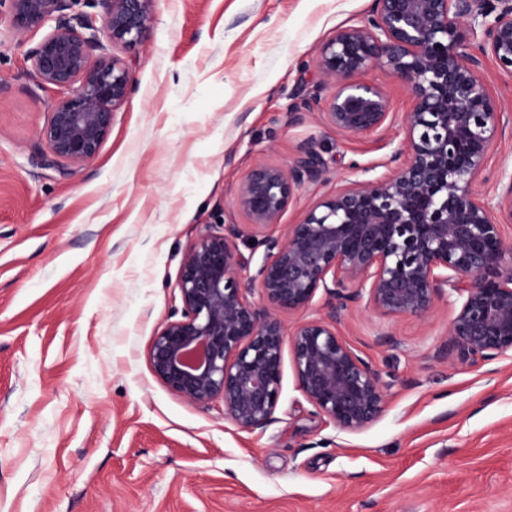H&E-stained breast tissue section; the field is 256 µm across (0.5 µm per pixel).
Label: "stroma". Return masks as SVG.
<instances>
[{
    "label": "stroma",
    "mask_w": 512,
    "mask_h": 512,
    "mask_svg": "<svg viewBox=\"0 0 512 512\" xmlns=\"http://www.w3.org/2000/svg\"><path fill=\"white\" fill-rule=\"evenodd\" d=\"M370 0H155L147 41L116 45L131 90L96 157L41 165L58 93L0 32V512H512V352L441 356L457 294L426 319L345 312L341 337L391 385L357 433L329 424L284 363L273 421L242 431L153 375L183 258L257 161L309 144L330 161L280 217L364 179L399 141L293 122L311 63Z\"/></svg>",
    "instance_id": "stroma-1"
}]
</instances>
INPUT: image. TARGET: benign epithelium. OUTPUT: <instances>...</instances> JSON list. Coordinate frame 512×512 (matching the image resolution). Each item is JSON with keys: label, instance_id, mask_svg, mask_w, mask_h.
I'll return each mask as SVG.
<instances>
[{"label": "benign epithelium", "instance_id": "obj_1", "mask_svg": "<svg viewBox=\"0 0 512 512\" xmlns=\"http://www.w3.org/2000/svg\"><path fill=\"white\" fill-rule=\"evenodd\" d=\"M112 45L142 44L152 28L154 0H93ZM75 0H0V25L24 36L55 25L26 51L38 85L59 97L41 136L51 157L71 165L95 158L128 97L125 62L96 35L92 19L68 14ZM512 75V0H371L364 22L336 32L313 65L333 86L297 93L291 118L322 108L326 125L349 135L403 138L381 166L388 173L354 180L309 205L298 224L258 244L265 257L243 281L248 260L235 240L241 225L201 236L184 257L178 290L181 317L154 337V376L184 399L223 405L242 430L265 428L281 394L284 348L299 389L340 431L372 425L388 384L340 336L341 313L366 300L384 317L425 318L453 291L462 299L444 347L463 362L488 364L512 351V275L498 273L512 250V173L496 178L488 159L512 137L505 105L481 77L486 59ZM387 70L411 92V111L397 117L378 85L356 77ZM328 161L314 146L284 165L253 164L232 206L249 225H279L307 184L325 179ZM328 318L285 326L278 311L307 308L318 291ZM259 299H254V295Z\"/></svg>", "mask_w": 512, "mask_h": 512}]
</instances>
